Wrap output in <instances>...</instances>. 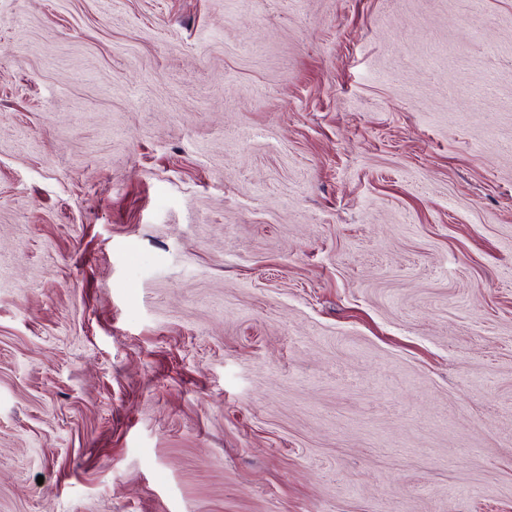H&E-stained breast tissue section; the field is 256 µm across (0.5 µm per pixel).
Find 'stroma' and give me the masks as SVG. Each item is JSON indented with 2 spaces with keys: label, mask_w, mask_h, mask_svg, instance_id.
Masks as SVG:
<instances>
[{
  "label": "stroma",
  "mask_w": 512,
  "mask_h": 512,
  "mask_svg": "<svg viewBox=\"0 0 512 512\" xmlns=\"http://www.w3.org/2000/svg\"><path fill=\"white\" fill-rule=\"evenodd\" d=\"M0 512H512V0H0Z\"/></svg>",
  "instance_id": "stroma-1"
}]
</instances>
